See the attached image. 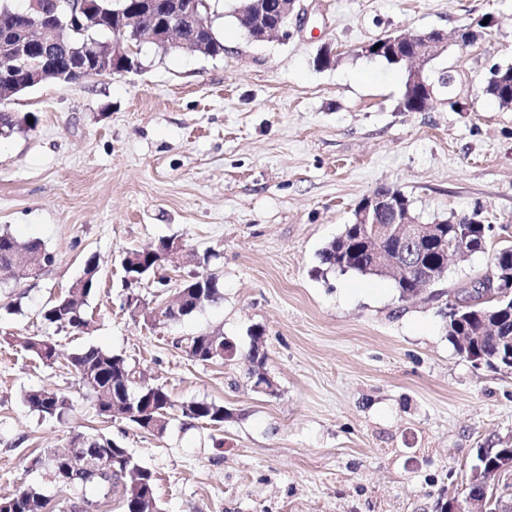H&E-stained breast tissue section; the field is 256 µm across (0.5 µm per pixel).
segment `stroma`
<instances>
[{"mask_svg":"<svg viewBox=\"0 0 512 512\" xmlns=\"http://www.w3.org/2000/svg\"><path fill=\"white\" fill-rule=\"evenodd\" d=\"M212 3L223 56L146 42L140 72L48 80L5 103L37 125L0 138V226L55 262L0 281V497L34 486L65 506L37 460L101 432L156 473L164 512H433L440 489L463 492L477 448L512 438V373L461 357L445 318L512 245V109L477 93L491 64L512 65V0H303L291 36L265 42L238 28V0ZM485 16L495 24L473 45L437 55L434 72L457 81L424 112L400 111L401 71L359 53L389 30L452 33ZM452 94L469 111H451ZM381 186L423 224L480 210L484 251L407 300L391 278L326 270L322 250ZM169 236L211 253L197 272L220 297L153 329L125 305L121 260ZM92 254L93 327L56 331L42 310ZM254 328L273 395L248 375ZM212 332L235 359L200 364L175 346ZM12 336L51 337L55 363L26 359ZM89 346L125 354L174 400L224 403L223 427L156 437L102 421L68 363ZM43 388L71 411L32 410L23 395Z\"/></svg>","mask_w":512,"mask_h":512,"instance_id":"35a3bbf8","label":"stroma"}]
</instances>
